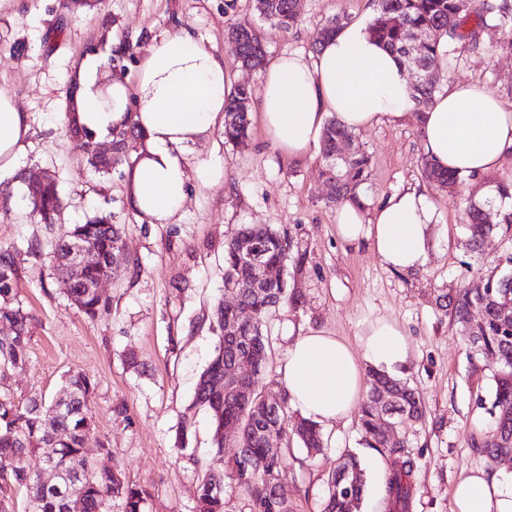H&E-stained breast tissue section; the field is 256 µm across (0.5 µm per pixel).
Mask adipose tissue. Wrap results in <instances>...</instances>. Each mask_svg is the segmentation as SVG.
<instances>
[{"mask_svg": "<svg viewBox=\"0 0 512 512\" xmlns=\"http://www.w3.org/2000/svg\"><path fill=\"white\" fill-rule=\"evenodd\" d=\"M78 121L95 139L135 127L143 148L132 173L131 207L152 224H168L186 203L189 172L218 183L222 167L202 159L189 165L191 146L224 125V104L237 90L223 58L190 29L153 41L141 58L135 86L96 87V62H82L72 82ZM403 65L368 34L350 24L323 41L314 59L280 56L264 73L258 100L270 142L292 160L310 155L327 116L351 130L381 116L414 110ZM424 153L435 167L482 177L512 155V111L475 84L457 83L419 113ZM31 133L30 115L0 94V171L12 168ZM435 211L426 194L412 189L385 198L373 211L347 201L337 209L338 235L367 239L387 268L422 269L428 261ZM355 355L338 337L321 330L297 335L280 370L291 403L318 423L346 417L361 401L364 364L397 374L410 360L404 331L382 319ZM451 512H512V473L479 470L459 481Z\"/></svg>", "mask_w": 512, "mask_h": 512, "instance_id": "1", "label": "adipose tissue"}]
</instances>
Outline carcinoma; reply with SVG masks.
<instances>
[{
  "label": "carcinoma",
  "mask_w": 512,
  "mask_h": 512,
  "mask_svg": "<svg viewBox=\"0 0 512 512\" xmlns=\"http://www.w3.org/2000/svg\"><path fill=\"white\" fill-rule=\"evenodd\" d=\"M376 13L367 27L368 32L386 49L394 53L405 67L416 64L430 68L440 56L450 54L457 42H476V32L467 31L466 23L475 17L482 25L493 24L512 29V8L494 7L475 0H375ZM255 9L281 31L296 27L301 16L295 0H257ZM398 16L402 25L390 23L389 18ZM428 32L430 36L420 47L418 55L411 57L406 49L411 32ZM240 61L259 68L265 61V53L258 37L244 34L238 46ZM439 77L434 74L428 80L413 85L414 99L425 110L435 99ZM251 98L248 88L241 87L225 106L224 140L235 146H243L249 139L251 121L249 113L239 111L240 103ZM324 166L323 176L335 183V191L326 197L329 205L345 200L358 199L359 187L368 180L370 157L353 144L352 133L332 118L325 124L320 148ZM424 177L438 187H452L463 182V177L424 164ZM512 200V184L495 185V196L482 202H469L466 208L467 248L479 253L483 240L500 230L512 232V210L504 208ZM62 196L58 185L47 188L41 197V205L31 204L37 213L33 222L51 224L56 212L62 209ZM261 248L267 263L285 272L291 250V241L270 226L261 230ZM84 240L98 247L108 268L112 259L123 256L122 228L110 222L106 216H96L84 224H76L60 239L46 244L35 241L31 250L39 251L46 246L55 260L57 280L68 298L88 317H95L102 307V300L88 288H76L70 284L66 272V242ZM235 238L228 239L224 248V282L246 276V266L240 262L234 249ZM17 263L14 250L0 247V321L9 323L13 335L0 336V366H15L25 362L28 346L30 316L17 306L12 307ZM280 295L287 303L290 293L287 281L278 280L269 288V294H255L244 303L242 312L243 331L253 337L252 352L267 355L268 337L263 333V320L268 307L267 298ZM512 301V252L505 254L503 262L490 271L484 282V292L477 295L469 288H459L449 297L448 306L454 322L465 336L467 354L474 370H481L478 361L489 357L493 388L489 412L493 417L490 429L474 436L471 445L480 449L491 462L512 454V319H503L501 307ZM483 310V324L476 333L467 330L471 309ZM222 339L218 336L215 355L202 373L195 393V404L207 408L213 428L237 425L247 442L244 455H235L224 461L223 468L207 473L199 483L196 512H226L225 497H217L213 487L224 486L229 479L235 488L249 497L250 512H290L288 499L271 487L274 475L281 474L285 462V449L276 453L266 447V435L276 434L281 439L293 435L307 449L317 450L323 445L319 425L306 418L288 420V395H283V407L274 418L262 415L258 404L242 410L226 401L220 407L207 394L206 384L212 373L224 362ZM369 390L362 404L358 426L364 445L381 454L393 457L405 448L404 441H392L381 424L378 411L380 391L391 393L387 404L388 420L400 424L405 420L417 421L424 415V406L418 391L408 382L387 373L369 371ZM93 388L92 380L82 372H71L65 380V391L71 395V404L61 410L55 406L45 408L43 397H32L20 407L13 400L0 398V474H5L6 485L25 492L30 512H106L108 502L114 497L122 500L123 512H143L150 490L142 485L123 481L112 469L96 470L90 467L86 440L90 433L92 416L86 400ZM43 449L54 455V462L67 477L81 476L75 494L69 499L47 491L37 474L26 465L27 457ZM415 462L408 459L398 468L389 471L381 490L382 498L391 512H406L414 483ZM327 493L323 512H359L365 488L366 472L362 460L351 451L342 454L336 467L326 479Z\"/></svg>",
  "instance_id": "1"
}]
</instances>
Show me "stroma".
Here are the masks:
<instances>
[{
  "label": "stroma",
  "mask_w": 512,
  "mask_h": 512,
  "mask_svg": "<svg viewBox=\"0 0 512 512\" xmlns=\"http://www.w3.org/2000/svg\"><path fill=\"white\" fill-rule=\"evenodd\" d=\"M298 10L302 22L288 32L262 20L253 0H12L0 12V94L30 112L32 121L14 172L0 176V246L20 254L16 299L33 317L25 364L0 367V396L19 406L36 394L52 401L62 395L67 372L89 376L95 383L87 401L93 414L90 462L118 468L124 481L148 487L152 497L144 512H195L202 477L220 468V456L234 453L228 445L216 455L210 416L193 399L216 345L211 309L224 296V244L242 224L272 226L294 242L286 278L295 301L264 318L270 349L261 393H281L290 334L323 330L358 354L367 328L386 319L408 335L411 358L402 376L426 406L423 421L400 427L416 463L408 512H450L455 484L490 467L471 439L490 426L478 400L490 396L493 381L474 372L458 327L435 299L451 288L479 285L512 250V242L498 236L486 239L476 257L463 246L468 202L488 198L496 183L512 182V157L481 178L440 189L423 177L413 114L355 131L371 158L370 176L359 189L367 209L414 187L435 209L428 262L404 274L387 269L368 241L337 235L336 209L322 199L319 155L288 159L268 140L258 112L250 114L247 146L225 143L218 130L191 148L190 162L220 163L224 180L209 185L190 178L183 212L170 224L147 223L130 208L128 160L97 171L85 144L66 130L70 81L86 57L97 59L98 78L132 85L154 38L185 26L223 57L235 82L256 95L263 73L237 62L226 37L230 23L251 26L271 62L287 53L313 56L327 18L367 24L375 16L374 0H298ZM477 40L478 49L463 46L455 59L440 60L439 87L470 82L512 110V30L482 27ZM23 169L56 177L63 208L55 225L31 223L17 179ZM97 215L123 225L127 261L102 284L104 306L91 318L61 292L48 250L33 253L29 244L57 238L64 226ZM187 411L193 415L190 462L179 449L178 423ZM322 433L317 452L288 441L282 489L292 512H323L325 479L348 449L360 451L366 467L361 512H388L376 487L382 467L394 462L360 447L357 413L323 425Z\"/></svg>",
  "instance_id": "35a3bbf8"
}]
</instances>
